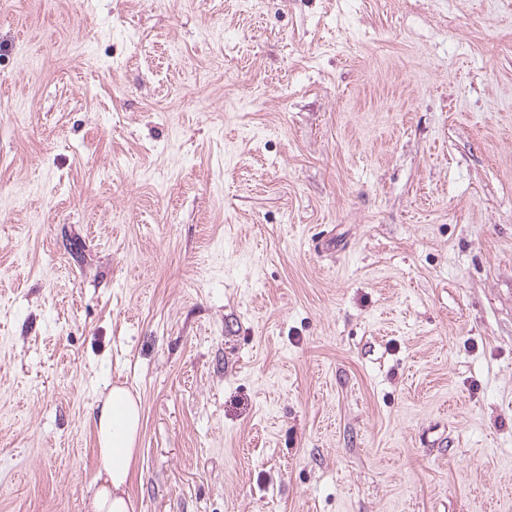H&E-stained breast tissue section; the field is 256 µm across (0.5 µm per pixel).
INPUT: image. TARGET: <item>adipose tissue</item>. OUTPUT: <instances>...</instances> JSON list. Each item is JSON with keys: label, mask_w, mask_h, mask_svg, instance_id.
I'll return each instance as SVG.
<instances>
[{"label": "adipose tissue", "mask_w": 512, "mask_h": 512, "mask_svg": "<svg viewBox=\"0 0 512 512\" xmlns=\"http://www.w3.org/2000/svg\"><path fill=\"white\" fill-rule=\"evenodd\" d=\"M93 421L101 468L91 484V512H135L127 485L139 453L140 400L126 387H112Z\"/></svg>", "instance_id": "obj_1"}]
</instances>
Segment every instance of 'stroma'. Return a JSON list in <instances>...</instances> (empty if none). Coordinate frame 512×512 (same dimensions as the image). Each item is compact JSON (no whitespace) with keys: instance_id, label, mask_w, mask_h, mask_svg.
Returning a JSON list of instances; mask_svg holds the SVG:
<instances>
[{"instance_id":"obj_1","label":"stroma","mask_w":512,"mask_h":512,"mask_svg":"<svg viewBox=\"0 0 512 512\" xmlns=\"http://www.w3.org/2000/svg\"><path fill=\"white\" fill-rule=\"evenodd\" d=\"M512 512V0H0V512ZM93 421L101 468L90 484V512H135L126 487L139 453L140 400L128 388L113 386L94 409Z\"/></svg>"}]
</instances>
